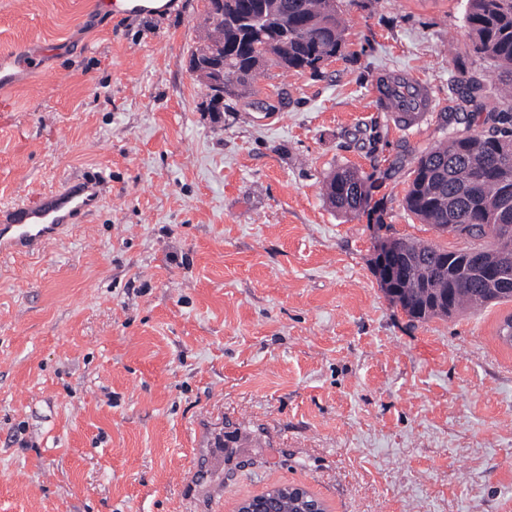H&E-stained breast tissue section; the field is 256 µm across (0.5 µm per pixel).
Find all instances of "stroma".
Masks as SVG:
<instances>
[{"label": "stroma", "instance_id": "obj_1", "mask_svg": "<svg viewBox=\"0 0 512 512\" xmlns=\"http://www.w3.org/2000/svg\"><path fill=\"white\" fill-rule=\"evenodd\" d=\"M467 0H337L343 56L223 109L188 70L205 0L157 15L0 0V208L64 181L101 204L0 258V512H233L275 485L329 512H512V302L410 321L383 238L467 240L402 199L417 156L488 128L454 89ZM435 110L395 127L377 73ZM371 177L341 214L325 175ZM224 468L199 477L209 448Z\"/></svg>", "mask_w": 512, "mask_h": 512}]
</instances>
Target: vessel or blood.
Here are the masks:
<instances>
[{
	"instance_id": "1",
	"label": "vessel or blood",
	"mask_w": 512,
	"mask_h": 512,
	"mask_svg": "<svg viewBox=\"0 0 512 512\" xmlns=\"http://www.w3.org/2000/svg\"><path fill=\"white\" fill-rule=\"evenodd\" d=\"M433 103L429 87L412 73H397L392 82L383 73L374 79L373 106L389 113L397 127L420 124L432 112ZM99 202L97 182H68L35 202L0 209V255L21 257L45 251Z\"/></svg>"
}]
</instances>
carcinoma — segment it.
I'll use <instances>...</instances> for the list:
<instances>
[{
    "label": "carcinoma",
    "instance_id": "carcinoma-1",
    "mask_svg": "<svg viewBox=\"0 0 512 512\" xmlns=\"http://www.w3.org/2000/svg\"><path fill=\"white\" fill-rule=\"evenodd\" d=\"M465 30L474 57L493 67L492 79L505 109L491 114L498 127L489 133L452 134L416 158L404 208L441 232L477 241L451 251L433 243L393 240L399 262L387 293L413 321L451 317L466 307L512 301V0H468ZM253 0H233L224 17L205 12L200 53L224 45V85L241 92L269 67L321 74L344 43L336 0H275L264 19L254 18ZM277 42L280 54L268 53ZM456 87L476 108L483 107L484 84L463 61H456ZM324 197L344 214L368 196L358 170L339 167L323 184ZM502 288L493 294L492 288ZM449 296L448 307L437 303Z\"/></svg>",
    "mask_w": 512,
    "mask_h": 512
}]
</instances>
